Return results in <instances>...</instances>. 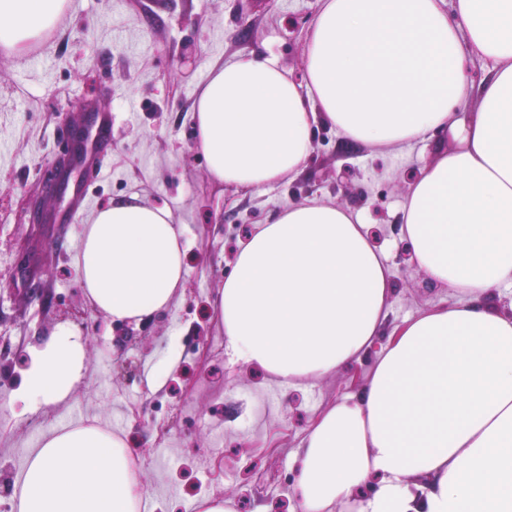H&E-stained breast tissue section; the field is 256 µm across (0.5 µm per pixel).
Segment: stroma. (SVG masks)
<instances>
[{"instance_id":"obj_1","label":"stroma","mask_w":512,"mask_h":512,"mask_svg":"<svg viewBox=\"0 0 512 512\" xmlns=\"http://www.w3.org/2000/svg\"><path fill=\"white\" fill-rule=\"evenodd\" d=\"M316 0H70L58 26L21 57L0 53V340L30 352L58 324L75 325L86 348V371L70 406L55 422L78 420L119 436L134 433L129 451L150 506L197 512L189 489L211 469L209 494L235 499L237 512H293V454L319 412L353 393V373L368 375L365 355L319 380L286 386L258 368L231 364L222 326L202 332L209 352L199 358L194 324L232 267L239 243L288 204L316 197L361 213L380 228L378 246L393 268L385 332L435 304L451 302L430 288L417 268L395 267L402 240L400 208L413 179L454 145L440 132L405 150L376 154L316 124L307 166L275 185L237 190L212 182L192 143V110L211 69L249 54H276L302 78L304 37ZM193 65L180 77L183 58ZM112 113V147L102 176L84 175L86 207L78 226L35 231L25 208L40 196L46 170L80 104ZM137 198L167 207L184 231L187 251L182 295L170 311L114 325L88 306L79 281L82 225L110 201ZM30 258L49 295L31 300L15 268ZM132 342H122L126 331ZM132 360L127 376L117 359ZM0 360V414L27 417L44 405L19 400L23 370ZM172 407L165 434L152 424ZM41 429L0 430V503L10 500Z\"/></svg>"}]
</instances>
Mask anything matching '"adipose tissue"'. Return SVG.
Here are the masks:
<instances>
[{"label": "adipose tissue", "instance_id": "1", "mask_svg": "<svg viewBox=\"0 0 512 512\" xmlns=\"http://www.w3.org/2000/svg\"><path fill=\"white\" fill-rule=\"evenodd\" d=\"M68 6L0 0V48L25 53ZM320 119L381 153L455 135L411 182L401 222L417 269L456 300L384 335L390 269L360 215L333 201L289 204L240 244L215 304L235 362L295 385L376 355L358 395L304 437L298 508L512 512V316L494 294L512 287V0H317L303 77L272 53L216 66L193 146L214 181L269 186L304 168ZM185 259L167 208L120 200L84 226L78 269L95 309L140 322L173 306ZM85 366L78 332L59 327L21 395L67 404ZM147 496L120 436L72 423L39 439L12 499L16 512H140Z\"/></svg>", "mask_w": 512, "mask_h": 512}]
</instances>
